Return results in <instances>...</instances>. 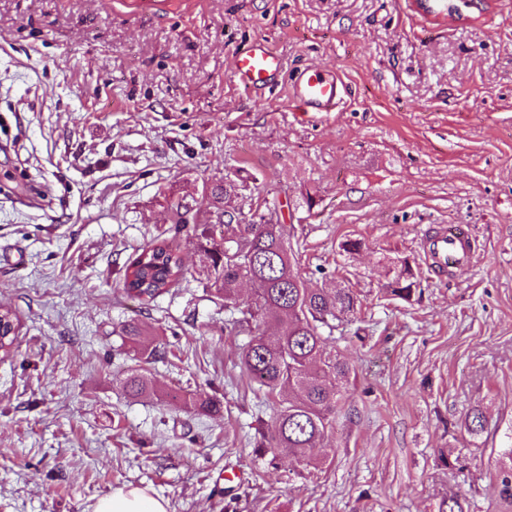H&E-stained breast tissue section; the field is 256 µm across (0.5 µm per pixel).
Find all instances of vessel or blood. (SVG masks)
Wrapping results in <instances>:
<instances>
[{"label": "vessel or blood", "instance_id": "1", "mask_svg": "<svg viewBox=\"0 0 512 512\" xmlns=\"http://www.w3.org/2000/svg\"><path fill=\"white\" fill-rule=\"evenodd\" d=\"M231 70L237 84L257 96L275 84L287 83L291 101L299 107L302 116L308 118L335 111L345 93L338 76L315 66L285 76L279 55L261 37L234 51ZM475 250L474 231L467 224L449 225L435 232L425 245L430 264L443 271L470 264Z\"/></svg>", "mask_w": 512, "mask_h": 512}]
</instances>
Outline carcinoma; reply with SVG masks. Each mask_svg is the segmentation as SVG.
Returning <instances> with one entry per match:
<instances>
[{
  "mask_svg": "<svg viewBox=\"0 0 512 512\" xmlns=\"http://www.w3.org/2000/svg\"><path fill=\"white\" fill-rule=\"evenodd\" d=\"M234 190L229 181L213 183L205 194L216 209ZM174 213V235L141 248L126 268L119 291L143 304L169 292L184 275L176 235L186 223L182 205L170 204ZM224 220L195 230L196 248L206 260L207 288L224 301V308L238 312L224 323L225 332L245 334L240 364L252 390L276 404L272 428L257 429L253 448L261 455L288 454L314 467L319 461L314 448L332 431L351 372L349 364L327 347L334 332L356 313L355 292L334 281L311 288L296 268V251L286 224H242L232 212ZM257 285L243 300V278ZM414 274L409 264L392 282L391 296L408 301L413 295ZM134 354L157 358L166 350L153 344L151 333L135 324L125 327ZM131 396L154 392V384L139 370L124 381ZM184 405L198 413H218L220 401L190 397ZM465 430L480 436L487 431V418L475 406L464 419ZM501 457L511 466L500 471L503 494L512 499V443Z\"/></svg>",
  "mask_w": 512,
  "mask_h": 512,
  "instance_id": "carcinoma-1",
  "label": "carcinoma"
}]
</instances>
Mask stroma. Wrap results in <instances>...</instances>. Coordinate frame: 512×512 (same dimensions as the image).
I'll use <instances>...</instances> for the list:
<instances>
[{
  "mask_svg": "<svg viewBox=\"0 0 512 512\" xmlns=\"http://www.w3.org/2000/svg\"><path fill=\"white\" fill-rule=\"evenodd\" d=\"M413 2L0 0V304L18 319L0 353V512H90L125 488L168 512H440L456 494L512 512V0L451 26ZM258 36L288 71L339 74L343 104L308 121L287 84L262 100L238 86L232 54ZM227 178L243 223L290 226L309 286L333 278L361 302L334 344L351 373L315 468L249 443L273 408L192 237L217 221L203 183ZM171 198L190 206L185 274L142 305L118 285L168 236ZM441 224L479 238L446 278L422 249ZM406 264L407 302L386 292ZM132 321L168 357L139 364ZM138 367L156 391L133 398ZM179 389L221 413L176 406ZM475 406L491 437L464 429ZM231 470L244 482L216 492Z\"/></svg>",
  "mask_w": 512,
  "mask_h": 512,
  "instance_id": "stroma-1",
  "label": "stroma"
}]
</instances>
